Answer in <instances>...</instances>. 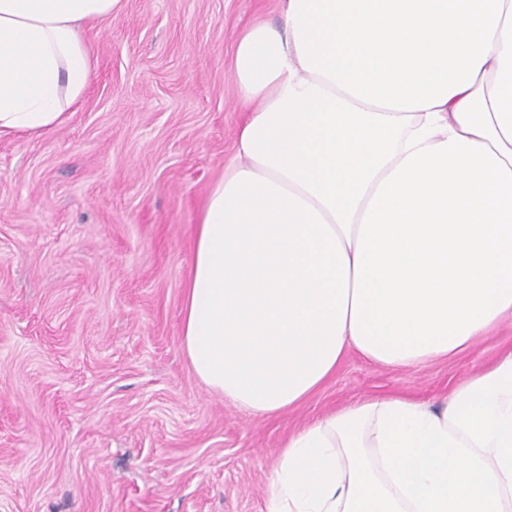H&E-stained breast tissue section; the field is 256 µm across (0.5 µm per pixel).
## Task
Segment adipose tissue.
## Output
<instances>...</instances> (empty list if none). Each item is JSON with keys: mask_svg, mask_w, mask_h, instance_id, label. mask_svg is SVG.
<instances>
[{"mask_svg": "<svg viewBox=\"0 0 512 512\" xmlns=\"http://www.w3.org/2000/svg\"><path fill=\"white\" fill-rule=\"evenodd\" d=\"M237 40L246 116L184 277L196 377L288 411L349 353L416 368L512 319V0H280ZM124 0H0V137L67 123L80 35ZM267 512H512V351L435 408L390 394L289 435Z\"/></svg>", "mask_w": 512, "mask_h": 512, "instance_id": "1", "label": "adipose tissue"}]
</instances>
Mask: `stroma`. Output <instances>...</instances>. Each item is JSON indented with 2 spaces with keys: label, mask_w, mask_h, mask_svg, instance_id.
<instances>
[{
  "label": "stroma",
  "mask_w": 512,
  "mask_h": 512,
  "mask_svg": "<svg viewBox=\"0 0 512 512\" xmlns=\"http://www.w3.org/2000/svg\"><path fill=\"white\" fill-rule=\"evenodd\" d=\"M278 0H124L85 26L97 58L70 120L0 138V512H266L288 434L399 393L442 405L512 350V321L450 361L350 354L301 407L256 417L181 347L183 277L244 118L240 32Z\"/></svg>",
  "instance_id": "1"
}]
</instances>
